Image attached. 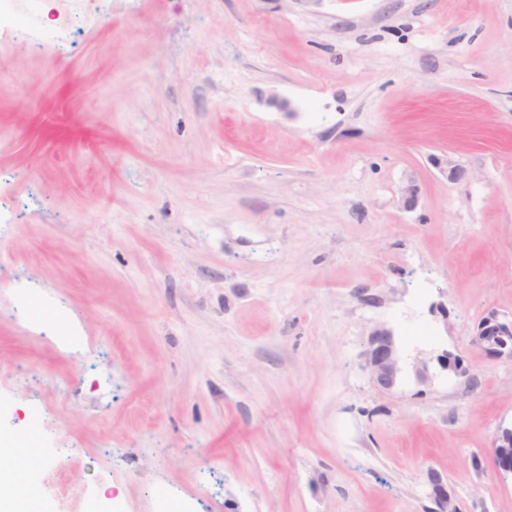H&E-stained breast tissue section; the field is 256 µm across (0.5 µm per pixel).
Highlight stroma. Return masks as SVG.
<instances>
[{
	"mask_svg": "<svg viewBox=\"0 0 512 512\" xmlns=\"http://www.w3.org/2000/svg\"><path fill=\"white\" fill-rule=\"evenodd\" d=\"M37 30L61 48L0 31V434L47 453L41 512H434L431 470L512 512V361L469 344L512 315V0H43ZM367 367L374 385L379 389L391 390L400 379L402 369L395 338L384 326L376 328L369 336ZM493 448L499 469L512 472V466L507 463L512 451V427L499 429L493 438Z\"/></svg>",
	"mask_w": 512,
	"mask_h": 512,
	"instance_id": "stroma-1",
	"label": "stroma"
}]
</instances>
